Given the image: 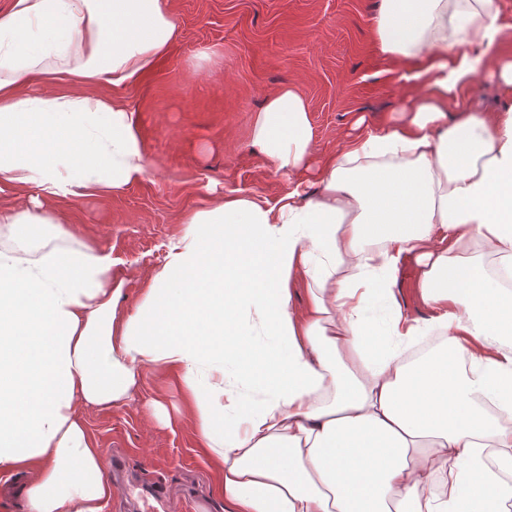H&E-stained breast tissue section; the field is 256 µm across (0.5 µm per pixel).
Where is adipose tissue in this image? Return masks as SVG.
Masks as SVG:
<instances>
[{"label":"adipose tissue","mask_w":512,"mask_h":512,"mask_svg":"<svg viewBox=\"0 0 512 512\" xmlns=\"http://www.w3.org/2000/svg\"><path fill=\"white\" fill-rule=\"evenodd\" d=\"M505 30L495 0H381L378 51L415 65L397 115L355 117L322 155L305 98L269 96L252 143L287 193L188 213L127 315L109 256L49 240L56 204L145 176L122 91L179 39L170 0H11L0 194L29 199L0 209V470L33 471L30 512H103L108 466L77 408L118 405L144 370L182 387L224 512H512V427L488 409L512 416V108L464 99L482 74L512 97V58L492 52ZM408 259L432 318L403 309ZM231 366L248 391L228 387Z\"/></svg>","instance_id":"ef3b65f1"}]
</instances>
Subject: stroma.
<instances>
[{"label": "stroma", "mask_w": 512, "mask_h": 512, "mask_svg": "<svg viewBox=\"0 0 512 512\" xmlns=\"http://www.w3.org/2000/svg\"><path fill=\"white\" fill-rule=\"evenodd\" d=\"M380 0H172L181 39L126 91L148 145L144 179L118 193L61 203L62 245L112 258L124 284L120 308L134 313L149 277L185 233L184 213L230 194L276 201L288 175L250 143L266 96L295 87L306 99L320 153L336 150L353 113L388 121L413 86L410 64L375 48ZM171 409L169 424L152 402ZM182 394L169 376L142 371L131 398L79 408L106 460L123 459L112 501L139 512H224L223 475L200 451Z\"/></svg>", "instance_id": "35a3bbf8"}]
</instances>
